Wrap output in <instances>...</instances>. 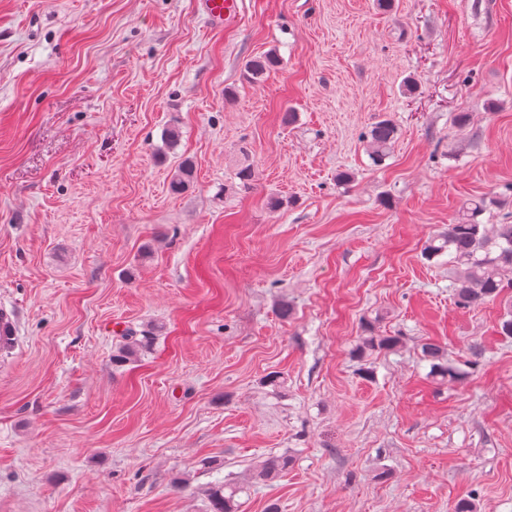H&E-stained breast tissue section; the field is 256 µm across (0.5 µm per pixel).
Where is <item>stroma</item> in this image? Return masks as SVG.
<instances>
[{
    "mask_svg": "<svg viewBox=\"0 0 512 512\" xmlns=\"http://www.w3.org/2000/svg\"><path fill=\"white\" fill-rule=\"evenodd\" d=\"M243 2L0 0V512H512V296L460 308L424 254L468 200L512 216V0ZM206 16L216 22H235L243 12V0H200ZM396 136V124L389 117L382 116L370 126L364 138L367 153L375 165H381L388 157ZM17 323L15 309L0 304V350L13 346L17 334ZM424 357L432 362V371L437 376L450 381H461L465 373L455 363L449 362L446 358V351L435 343H425L422 347ZM226 486L218 484L207 490L210 503V512H235L234 497L237 490L230 489V493H224Z\"/></svg>",
    "mask_w": 512,
    "mask_h": 512,
    "instance_id": "1",
    "label": "stroma"
}]
</instances>
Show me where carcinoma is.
Instances as JSON below:
<instances>
[{
	"mask_svg": "<svg viewBox=\"0 0 512 512\" xmlns=\"http://www.w3.org/2000/svg\"><path fill=\"white\" fill-rule=\"evenodd\" d=\"M279 64L275 53L256 56L247 63V73L253 81L264 77ZM397 136L394 121L386 116L375 121L364 135L367 153L371 161L380 165L390 154ZM194 178L190 159L184 158L175 169L170 190L180 193L186 190ZM504 201L491 198L472 200L462 207L461 213L448 229L430 241L426 247L428 256L448 253V265L454 272L452 281L457 303L464 308H479L499 297L504 289L512 287V224L487 226L478 220L492 206H503ZM116 361L124 362L137 356L143 348L142 341L132 333L123 335ZM424 357L432 362V371L443 379L460 381L465 377L461 368L448 361L446 351L435 343L422 347ZM286 456H272L261 466L258 477L271 478L288 468ZM225 486L214 485L207 490L210 512H235L236 491L224 493Z\"/></svg>",
	"mask_w": 512,
	"mask_h": 512,
	"instance_id": "1",
	"label": "carcinoma"
}]
</instances>
